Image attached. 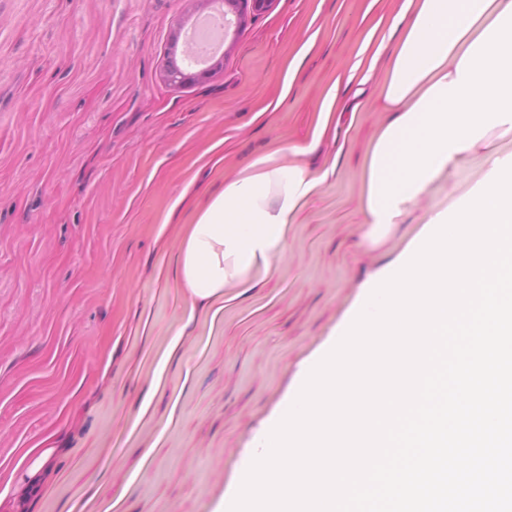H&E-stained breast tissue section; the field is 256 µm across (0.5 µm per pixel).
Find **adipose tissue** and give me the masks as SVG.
I'll list each match as a JSON object with an SVG mask.
<instances>
[{
	"instance_id": "obj_1",
	"label": "adipose tissue",
	"mask_w": 512,
	"mask_h": 512,
	"mask_svg": "<svg viewBox=\"0 0 512 512\" xmlns=\"http://www.w3.org/2000/svg\"><path fill=\"white\" fill-rule=\"evenodd\" d=\"M397 19L401 37L379 41L359 78L382 70L389 114L362 173L372 243L492 134L512 136V0H401ZM301 153L272 145L195 215L176 267L191 300L245 295L275 271L291 224L336 175L332 163L302 165Z\"/></svg>"
}]
</instances>
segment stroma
I'll use <instances>...</instances> for the list:
<instances>
[{"mask_svg":"<svg viewBox=\"0 0 512 512\" xmlns=\"http://www.w3.org/2000/svg\"><path fill=\"white\" fill-rule=\"evenodd\" d=\"M398 3L247 2L218 67L174 86V38L205 0H0V512H216L365 282L478 182L477 155L364 244L362 163L387 114L380 79L348 76ZM333 84L362 110L317 141ZM274 143L336 177L273 275L212 316L175 277L186 227Z\"/></svg>","mask_w":512,"mask_h":512,"instance_id":"obj_1","label":"stroma"}]
</instances>
